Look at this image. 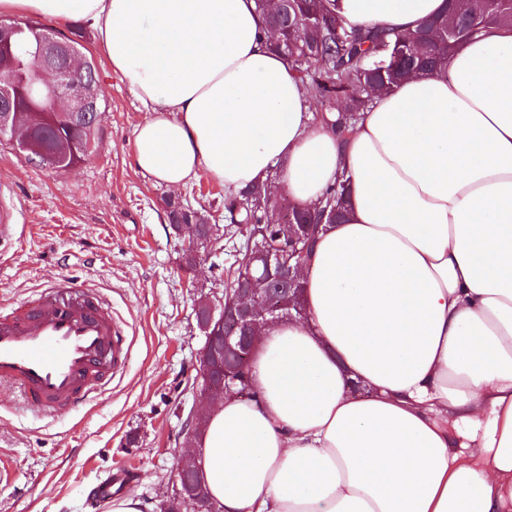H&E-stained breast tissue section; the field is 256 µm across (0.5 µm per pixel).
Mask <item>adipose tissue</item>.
Instances as JSON below:
<instances>
[{"label": "adipose tissue", "instance_id": "obj_1", "mask_svg": "<svg viewBox=\"0 0 512 512\" xmlns=\"http://www.w3.org/2000/svg\"><path fill=\"white\" fill-rule=\"evenodd\" d=\"M327 6L411 33L447 2ZM16 14L97 32L149 113L143 175L237 192L276 168L300 206L349 179L304 314L261 336L256 399L225 398L194 451L219 512H512V28L378 96L341 142L255 0H0Z\"/></svg>", "mask_w": 512, "mask_h": 512}]
</instances>
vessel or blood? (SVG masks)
Returning <instances> with one entry per match:
<instances>
[{"mask_svg":"<svg viewBox=\"0 0 512 512\" xmlns=\"http://www.w3.org/2000/svg\"><path fill=\"white\" fill-rule=\"evenodd\" d=\"M129 352L108 302L66 275L0 311V386L44 417L96 401L125 370Z\"/></svg>","mask_w":512,"mask_h":512,"instance_id":"1","label":"vessel or blood"}]
</instances>
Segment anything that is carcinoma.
Here are the masks:
<instances>
[{
    "instance_id": "1",
    "label": "carcinoma",
    "mask_w": 512,
    "mask_h": 512,
    "mask_svg": "<svg viewBox=\"0 0 512 512\" xmlns=\"http://www.w3.org/2000/svg\"><path fill=\"white\" fill-rule=\"evenodd\" d=\"M264 15L267 28L280 31L271 49L281 53L300 77L308 95L318 101L343 99L345 109L337 113L322 112L317 119L336 136L346 139L358 119L359 112L376 96L387 92L415 71H447L448 55L457 46L473 38L487 25L512 26V3L506 0H460L448 7V13L432 18L443 29L457 27L462 35L448 40L444 37L430 43L427 55H418L417 39L425 27L414 33H399L389 29H354L325 7V0H288L282 11H275L262 0H256ZM17 45L26 52L25 67L14 72L15 78L30 82L34 78L37 48L36 34L44 27L27 20H18ZM35 134L43 141L46 154L35 158L42 167L59 168L58 155L66 150L65 167L81 163L90 152L97 126L86 122L71 127L43 103L32 116ZM272 181L252 186L238 195L224 197V221L211 223L208 211L186 209L168 203L171 224H197V248L182 253V266L188 270L198 259V253L228 236L238 241L236 266L227 275L224 299L234 298L238 288L252 278L264 275L265 269L252 258L249 245L253 240L265 241L271 247L286 239L287 224H311L318 212L336 208V218L345 220L348 208L347 181L340 180L329 187L316 204L300 207L285 204ZM272 305L284 310L293 303L302 306L286 288L272 289Z\"/></svg>"
}]
</instances>
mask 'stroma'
Here are the masks:
<instances>
[{"label": "stroma", "instance_id": "1", "mask_svg": "<svg viewBox=\"0 0 512 512\" xmlns=\"http://www.w3.org/2000/svg\"><path fill=\"white\" fill-rule=\"evenodd\" d=\"M40 25L77 39L99 70L102 114L96 144L75 168L28 162L0 140V202L22 236L0 255V307H11L68 275L104 292L131 341L125 371L85 407L41 418L0 390V512H109L88 487L128 472L124 494L159 512L176 486L185 424L207 404L199 394L196 322L202 299L224 295L235 262L231 243L206 250L197 270L181 266L187 234L167 217L166 199L224 221V186L203 176L174 190L135 166V128L147 112L113 71L94 30L49 16Z\"/></svg>", "mask_w": 512, "mask_h": 512}]
</instances>
